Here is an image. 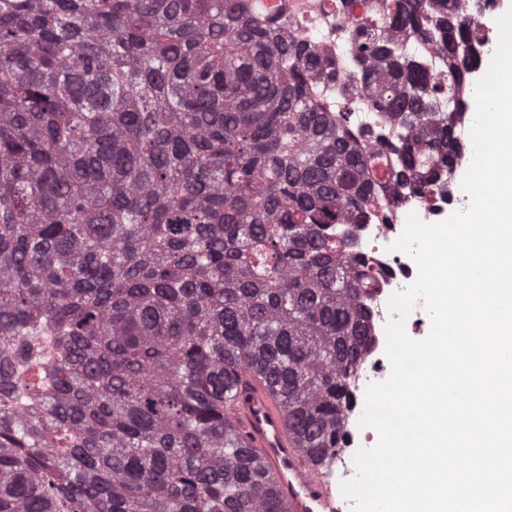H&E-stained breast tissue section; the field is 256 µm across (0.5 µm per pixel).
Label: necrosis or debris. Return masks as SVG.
Returning a JSON list of instances; mask_svg holds the SVG:
<instances>
[{"label":"necrosis or debris","mask_w":512,"mask_h":512,"mask_svg":"<svg viewBox=\"0 0 512 512\" xmlns=\"http://www.w3.org/2000/svg\"><path fill=\"white\" fill-rule=\"evenodd\" d=\"M472 17L481 41L477 46L479 55L493 54L498 43V33L489 26L488 21L501 8V0H462ZM299 38L316 41L323 53L336 64L337 80L326 84L323 92L327 97H335L339 89L352 85L347 74L350 66L345 58V49L336 34V21L333 18H321L318 27L310 29L298 27ZM477 76L463 81L457 91L461 103L454 114V129L465 149L459 155L450 176L444 177L440 187L430 201H422L416 195L399 189L395 192L396 204L392 209H376L365 223L350 225L352 247L365 257L368 263L378 271L377 283L366 299L365 305L371 316L372 342L361 359L354 392V406L348 419L346 445L340 454V480L352 479L356 470L353 455L358 448L372 447L374 435L370 429L360 427L364 406V395L370 384L385 380L390 374V364L384 355V325L388 319L387 302L390 296L404 289L416 277L415 262L406 254L390 251L389 246L401 234L409 213H417L426 223L441 221L446 215L468 207L469 197L461 187L462 179L469 168L473 152L469 150L470 128L475 110L472 106Z\"/></svg>","instance_id":"obj_1"}]
</instances>
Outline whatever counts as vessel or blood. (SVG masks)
I'll return each mask as SVG.
<instances>
[{
	"label": "vessel or blood",
	"instance_id": "b4317fda",
	"mask_svg": "<svg viewBox=\"0 0 512 512\" xmlns=\"http://www.w3.org/2000/svg\"><path fill=\"white\" fill-rule=\"evenodd\" d=\"M233 388L230 418L246 448L276 478L289 512H342L335 481L295 447L283 404L269 384L244 368Z\"/></svg>",
	"mask_w": 512,
	"mask_h": 512
}]
</instances>
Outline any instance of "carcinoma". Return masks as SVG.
Here are the masks:
<instances>
[{
    "label": "carcinoma",
    "mask_w": 512,
    "mask_h": 512,
    "mask_svg": "<svg viewBox=\"0 0 512 512\" xmlns=\"http://www.w3.org/2000/svg\"><path fill=\"white\" fill-rule=\"evenodd\" d=\"M257 2L0 0V512H287L242 366L342 447L375 275L331 225L433 195L479 56L455 0H330L382 139Z\"/></svg>",
    "instance_id": "cac0c4a2"
}]
</instances>
